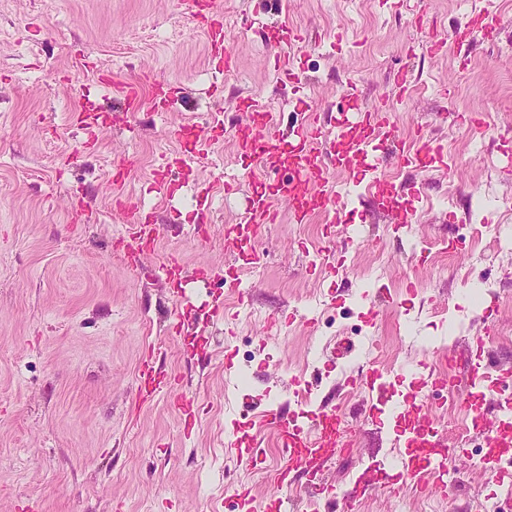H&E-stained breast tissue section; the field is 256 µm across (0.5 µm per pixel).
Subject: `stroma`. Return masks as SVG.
<instances>
[{"label": "stroma", "mask_w": 512, "mask_h": 512, "mask_svg": "<svg viewBox=\"0 0 512 512\" xmlns=\"http://www.w3.org/2000/svg\"><path fill=\"white\" fill-rule=\"evenodd\" d=\"M224 13L235 70L216 79L202 24L189 21L181 0H0V512H237L231 486L250 488L264 503L280 463L272 431L255 421L270 406L307 420L338 406L355 427L351 454L322 467L339 493L355 491L353 512H395L391 490H354L361 471L378 470L393 450L395 407L416 390V377L396 379L385 393L361 392L346 380L349 359L377 344L375 368L438 363L455 342L491 318L488 347L512 363V252L472 261L467 225L504 224L500 204L512 200V174L502 151L512 139V0H489L498 22L492 37L467 45L447 35L466 11L460 0H216ZM300 30L291 55L298 84L280 82L269 62L276 27ZM446 39L442 52L429 36ZM27 49H16L17 41ZM140 84L129 109L113 101L99 73ZM410 93L398 99L397 78ZM367 102L388 99L401 135L423 130L446 149L415 169L384 165L392 194L413 210L411 225L366 214L359 171L335 172L330 186L349 187L346 234L327 237L325 220H280L255 243L263 277L241 293L223 283L189 284L176 308L160 270L179 254L186 271L201 264L240 268L248 257L225 248L224 227L239 223L262 163H246L236 131L246 118L239 101L271 105V134L287 141L291 113L336 112L348 82ZM177 102H151L154 84ZM111 112L93 150L82 144L75 114ZM227 120L205 157L186 171L173 198L152 190L164 158L179 150L170 137L181 125ZM488 122L462 129L458 115ZM130 164L121 191L154 214L153 253L131 265L118 244L122 225L111 207L114 162ZM235 177L237 191L224 190ZM210 192L207 210L199 195ZM435 241L423 255L414 232ZM387 258L378 269V255ZM336 274H328V265ZM496 285L472 297L481 281ZM325 306L307 325V303ZM222 314H215L214 304ZM256 309L257 322L241 313ZM343 319L331 343L322 334ZM287 341H280V330ZM259 352L240 381L244 350ZM151 359L157 374L179 385L141 397L138 372ZM193 403L186 421L176 402ZM431 418L455 438L467 417L465 394H431ZM263 446L244 463L228 441Z\"/></svg>", "instance_id": "35a3bbf8"}]
</instances>
